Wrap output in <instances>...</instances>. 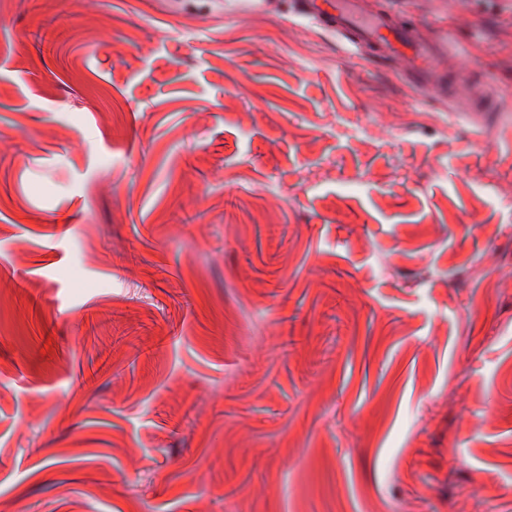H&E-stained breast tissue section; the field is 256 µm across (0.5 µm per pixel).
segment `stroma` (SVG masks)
Wrapping results in <instances>:
<instances>
[{"label": "stroma", "instance_id": "stroma-1", "mask_svg": "<svg viewBox=\"0 0 512 512\" xmlns=\"http://www.w3.org/2000/svg\"><path fill=\"white\" fill-rule=\"evenodd\" d=\"M366 6L474 81L293 0H0V512H512V0ZM303 15L317 19L344 37L353 51L367 52L397 64L421 90L445 95L448 100L454 77L438 74L441 56L433 38L398 24L391 14L368 13L360 0H300Z\"/></svg>", "mask_w": 512, "mask_h": 512}]
</instances>
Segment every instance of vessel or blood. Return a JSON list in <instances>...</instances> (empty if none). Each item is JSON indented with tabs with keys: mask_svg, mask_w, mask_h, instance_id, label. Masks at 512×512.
<instances>
[{
	"mask_svg": "<svg viewBox=\"0 0 512 512\" xmlns=\"http://www.w3.org/2000/svg\"><path fill=\"white\" fill-rule=\"evenodd\" d=\"M300 10L336 30L352 50L397 64L419 89L438 96L450 92L454 80L439 76L435 40L398 24L392 15L368 13L360 0H300Z\"/></svg>",
	"mask_w": 512,
	"mask_h": 512,
	"instance_id": "1",
	"label": "vessel or blood"
}]
</instances>
